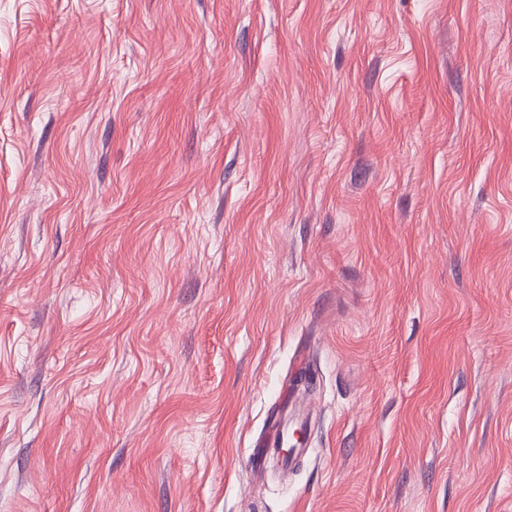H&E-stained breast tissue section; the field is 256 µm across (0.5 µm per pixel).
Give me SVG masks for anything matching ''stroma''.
I'll list each match as a JSON object with an SVG mask.
<instances>
[{
	"mask_svg": "<svg viewBox=\"0 0 512 512\" xmlns=\"http://www.w3.org/2000/svg\"><path fill=\"white\" fill-rule=\"evenodd\" d=\"M0 512H512V0H0Z\"/></svg>",
	"mask_w": 512,
	"mask_h": 512,
	"instance_id": "stroma-1",
	"label": "stroma"
}]
</instances>
